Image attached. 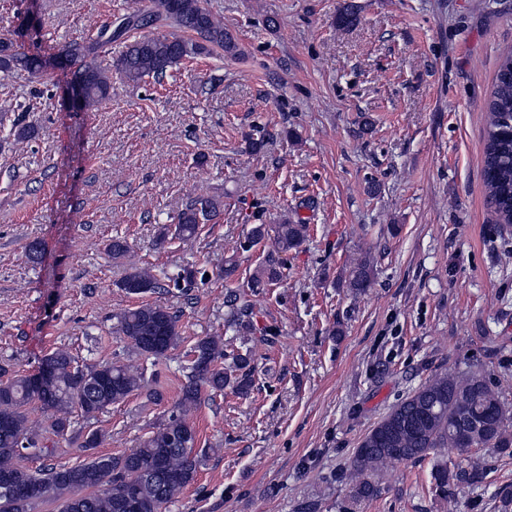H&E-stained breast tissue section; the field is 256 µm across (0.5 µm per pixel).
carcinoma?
Here are the masks:
<instances>
[{"instance_id":"1","label":"carcinoma","mask_w":512,"mask_h":512,"mask_svg":"<svg viewBox=\"0 0 512 512\" xmlns=\"http://www.w3.org/2000/svg\"><path fill=\"white\" fill-rule=\"evenodd\" d=\"M158 24L176 26L183 36L138 37L131 32ZM125 50L114 67L131 82L147 77L160 79L182 62L219 50L239 54L233 34L204 5V0H152L149 11L127 12L112 26H103L95 37L71 42L49 58L39 51H25L10 39H0V71L39 74L53 67L82 86L77 110L93 107L110 88L106 70L97 63L99 50L118 41ZM490 121L484 149V175L488 199L500 224H512V52L497 70L488 105ZM217 205L205 197L189 202L177 217L174 234L187 242L195 238L201 221L216 212ZM308 225L283 221L255 226L246 242L271 243L265 265L254 275V286L272 283L281 276L283 255L306 240ZM375 276L374 263L365 255L351 267L347 287L355 292L369 288ZM197 271L182 268L168 278L177 288L195 284ZM132 295L153 294L163 288L149 269L129 273L121 283ZM251 304L234 296L226 326L234 332L243 327ZM113 330L141 356L160 361L180 343L179 316L159 304H142L112 316ZM180 396L167 419L138 447L112 456L94 449L102 434L90 430L81 447L89 457L74 466L46 465L31 470L21 464L24 451L51 457L57 442L39 443L29 425V407L40 405L49 433L63 436L73 414L90 422L144 387V369L108 361L78 363L66 349L57 348L41 363L52 367L51 375L36 382L35 375H16L0 381V512H32L46 501L58 512H164L167 505L194 482L202 462L195 451L197 430L189 413L200 402L202 389L221 392L226 388L246 396L253 384L252 352L228 349L220 336H205L192 347ZM469 452L476 448L502 457H512V403L502 386L479 371L444 369L431 374L412 394L396 404L362 439L348 473L345 512H356L378 497L379 475L390 464L434 458L431 484L435 495L455 499L463 493L477 498L490 494L500 512H512V487L493 492L483 486L484 458L471 457L467 466L448 465L445 452Z\"/></svg>"}]
</instances>
